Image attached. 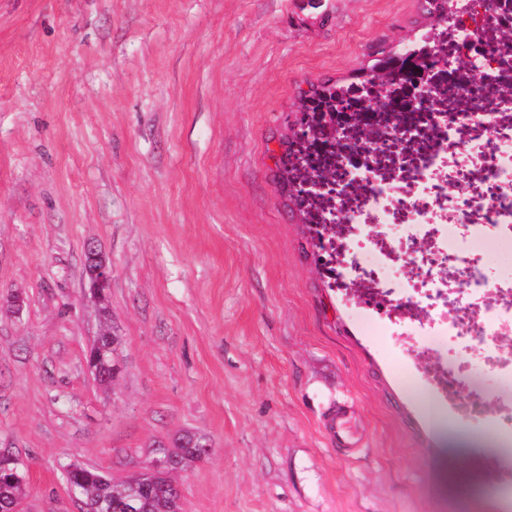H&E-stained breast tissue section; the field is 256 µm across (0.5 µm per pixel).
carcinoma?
Segmentation results:
<instances>
[{
    "mask_svg": "<svg viewBox=\"0 0 512 512\" xmlns=\"http://www.w3.org/2000/svg\"><path fill=\"white\" fill-rule=\"evenodd\" d=\"M369 83L365 79L347 84L324 83L315 90L308 100L320 99L331 90L344 95L357 96L362 87ZM102 318L100 332L107 335L110 345L117 343L111 331L110 303L104 299L98 302ZM115 351L108 350L104 359L94 366L95 380L102 385L110 384L115 375ZM211 448L202 436L186 433L176 439L172 447H160L157 463L144 467L137 476L114 481L106 474L81 464H69L65 469L67 485L75 488L83 504L84 512H94L95 506L103 501L112 502V512H181V496L173 475L209 456ZM27 488L23 473L13 474L8 468L0 472V512H10V507L26 495Z\"/></svg>",
    "mask_w": 512,
    "mask_h": 512,
    "instance_id": "carcinoma-1",
    "label": "carcinoma"
}]
</instances>
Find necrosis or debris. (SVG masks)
<instances>
[{"mask_svg": "<svg viewBox=\"0 0 512 512\" xmlns=\"http://www.w3.org/2000/svg\"><path fill=\"white\" fill-rule=\"evenodd\" d=\"M499 25L475 0L448 41L454 60L480 56L468 81L425 88L408 111H391L375 146L347 131L324 148L298 150L302 202L326 240L334 286L397 293L399 350L454 414H492L497 458L512 457V389L488 398L464 390V354L512 378V275L495 278L475 248L479 236L512 235V52H496Z\"/></svg>", "mask_w": 512, "mask_h": 512, "instance_id": "4bbe7bcc", "label": "necrosis or debris"}]
</instances>
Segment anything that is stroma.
<instances>
[{
    "label": "stroma",
    "mask_w": 512,
    "mask_h": 512,
    "mask_svg": "<svg viewBox=\"0 0 512 512\" xmlns=\"http://www.w3.org/2000/svg\"><path fill=\"white\" fill-rule=\"evenodd\" d=\"M426 0H0V451L77 512L189 431L182 512H512L492 434L433 403L395 325L330 288L288 180L303 92L421 40ZM112 265L121 369L85 357ZM345 405L357 446L326 421ZM84 271L85 278L89 282L90 288H92V292L97 298L110 291L112 283V266L93 244H89L86 247Z\"/></svg>",
    "instance_id": "35a3bbf8"
}]
</instances>
